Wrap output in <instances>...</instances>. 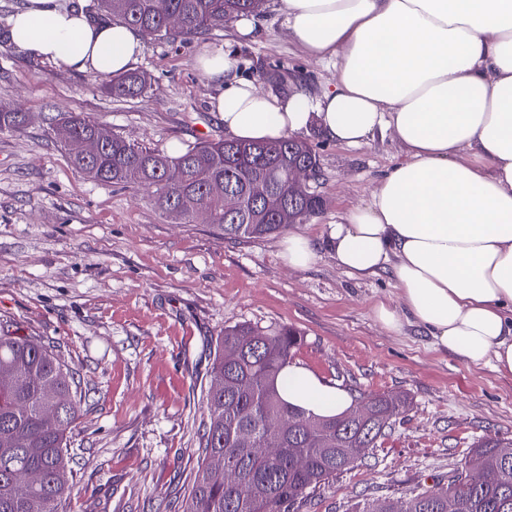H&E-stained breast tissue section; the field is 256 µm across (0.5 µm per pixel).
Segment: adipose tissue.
<instances>
[{
	"label": "adipose tissue",
	"mask_w": 512,
	"mask_h": 512,
	"mask_svg": "<svg viewBox=\"0 0 512 512\" xmlns=\"http://www.w3.org/2000/svg\"><path fill=\"white\" fill-rule=\"evenodd\" d=\"M293 38L336 63L333 88L280 97L237 73L221 48L197 68L230 138L274 141L317 128L362 145L392 131L405 158L368 205L329 225L338 267L357 278L391 270L402 308L374 307L387 330L404 319L441 351L512 377V0H278ZM11 43L106 78L141 55L136 33L62 0H23ZM288 403L337 416L353 403L308 368L287 367Z\"/></svg>",
	"instance_id": "obj_1"
}]
</instances>
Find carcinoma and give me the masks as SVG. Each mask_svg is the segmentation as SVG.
<instances>
[{
    "label": "carcinoma",
    "mask_w": 512,
    "mask_h": 512,
    "mask_svg": "<svg viewBox=\"0 0 512 512\" xmlns=\"http://www.w3.org/2000/svg\"><path fill=\"white\" fill-rule=\"evenodd\" d=\"M266 0H96L100 15L139 31L150 27L160 40L191 41L209 34L229 16L257 15ZM179 14L173 31L168 17ZM147 76L115 75L103 89L117 97L140 96ZM27 123L23 112H0V131ZM74 136L91 137L101 123L85 115L62 120ZM88 177L105 184L154 189L155 205L185 224L206 211L226 239L261 238L302 224L314 211L313 196L290 189L288 172L315 166L317 155L305 141L287 137L271 143L232 139L205 141L170 157L112 135L86 162L70 158ZM268 182V199H253L252 183ZM242 199L238 218L224 214V190ZM300 332L287 326L264 330L251 324L224 328L215 340L209 386L202 397L206 419L199 444L202 459L186 491L183 512H290L307 491L365 458L366 450L390 429L406 402L368 395L365 421L346 411L338 417L313 415L286 402L279 380ZM81 398L74 372L54 349L34 336L0 328V512H62L73 489L67 433L78 419ZM277 422L276 432L270 426ZM246 432L251 447L241 445ZM284 449L278 456L259 452L270 434ZM512 440L478 442L465 467L484 470L489 479L477 488L463 482V470L448 471L446 483L406 498L383 501V512H512V462L500 449ZM233 472L236 479H225Z\"/></svg>",
    "instance_id": "obj_1"
}]
</instances>
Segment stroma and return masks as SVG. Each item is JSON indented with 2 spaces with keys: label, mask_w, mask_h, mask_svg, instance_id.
Masks as SVG:
<instances>
[{
  "label": "stroma",
  "mask_w": 512,
  "mask_h": 512,
  "mask_svg": "<svg viewBox=\"0 0 512 512\" xmlns=\"http://www.w3.org/2000/svg\"><path fill=\"white\" fill-rule=\"evenodd\" d=\"M258 21L248 37L230 19L184 44L143 37L132 68L152 82L141 97L106 94L92 74L0 43V112L29 117L23 129L0 132V321L53 344L81 384L66 512H182L213 342L241 323L298 329L292 362L353 398L409 400L368 457L322 481L297 512H354L433 488L477 439H512V378L437 350L414 322L384 329L373 307L398 303L391 271L353 277L321 243L327 225L367 205L403 160L390 132L358 148L305 133L320 166L312 188L325 205L299 226L320 242L316 262L299 270L285 266L280 235L231 240L213 225L165 218L149 189L88 179L51 135L48 119L82 112L164 153L223 137L214 90L196 67L212 47L264 91L316 96L334 85L335 63L303 51L274 0Z\"/></svg>",
  "instance_id": "obj_1"
}]
</instances>
